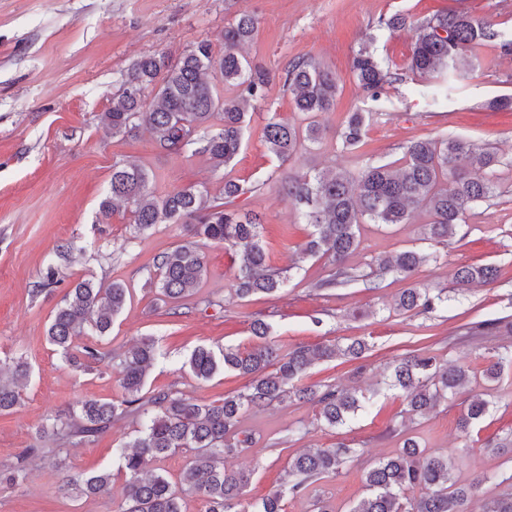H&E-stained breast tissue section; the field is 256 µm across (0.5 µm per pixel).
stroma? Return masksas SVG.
Masks as SVG:
<instances>
[{
	"label": "stroma",
	"mask_w": 512,
	"mask_h": 512,
	"mask_svg": "<svg viewBox=\"0 0 512 512\" xmlns=\"http://www.w3.org/2000/svg\"><path fill=\"white\" fill-rule=\"evenodd\" d=\"M451 11L512 30V0H0V366L20 353L31 366L23 405L0 414V472L21 459L27 465L21 484L0 485V512H119L127 475L117 450L135 437L141 416L114 423L91 443L39 442L36 429L79 401L121 400L119 361L145 336L155 339L160 353L145 394L170 389L210 404L244 390L247 377L225 372L201 381L183 362L200 345L251 347L258 318L270 324L271 339L284 352L352 337L367 341L362 378H354V363L335 360L310 369V383L367 388L393 357L413 351L467 366L471 381L435 412L414 419L400 393L380 390L370 409L339 430L321 424L309 403L287 401L246 413L241 428L252 434L253 444L224 464L253 470L247 500H260L277 487L299 453L338 442L360 449V456L339 474L310 484L308 495L287 497V512H310L316 496L329 499L336 512H349L364 495L366 470L395 454L408 435L430 451H463L457 462L461 482L489 471L512 472L511 457L484 448L512 429V373L496 383L483 378L490 356L512 347V336L470 338L464 331L470 323L512 319V112L486 107L494 97L512 95V56L491 44L478 48L473 69L455 76L444 98L436 94L437 78L408 73L374 101L352 73L365 35H373L380 59L403 67L416 23ZM243 12L257 20L244 52L270 71L271 82L248 116L241 150L229 165L217 169L203 154L161 151L146 130L122 138L102 125L121 74L137 59L163 54L174 60L203 40L222 51L221 33ZM397 12L409 15L411 26H381V19ZM298 58L335 72L339 91L335 110L318 117L321 138L281 163L269 154L263 128L274 114L302 124L304 116L282 81L289 61ZM356 111L368 114L369 126L362 144L347 149L337 132ZM446 136L498 151L503 164L496 195L467 212L446 246L421 240L420 227L429 220L421 211L408 224L361 225L360 245L348 261L356 281L327 286L330 262L299 257L311 228L282 193V180L325 167L356 173L368 165H396L409 141ZM117 162L147 168L162 194L198 185L216 195L225 181L242 184L247 192L234 206L259 215L267 262L287 277L286 288L274 297L238 299V260L233 250L211 243L203 250L200 285L178 307L166 305L150 286L149 273L155 258L183 241L185 231L179 224H158L135 232L124 209L98 222V204ZM67 240L77 246L74 259L57 263L56 247ZM411 247L440 256L412 278L446 289L447 303L430 313L393 310L395 297L412 280L379 267L380 260ZM52 262L58 282L38 291ZM464 264L494 265L498 279L458 292L453 276ZM86 277L124 283L129 298L110 333L97 342L107 359L83 371L62 359L46 329L71 284ZM472 394L491 401L493 410L467 437L458 420ZM103 469L112 473L108 494L75 497L60 489L67 474Z\"/></svg>",
	"instance_id": "35a3bbf8"
}]
</instances>
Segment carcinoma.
<instances>
[{
    "mask_svg": "<svg viewBox=\"0 0 512 512\" xmlns=\"http://www.w3.org/2000/svg\"><path fill=\"white\" fill-rule=\"evenodd\" d=\"M417 29L410 70L420 75L453 74L457 64L466 62V56L487 43L499 45L506 55L512 54V37H503L494 26L466 13L437 15L419 23ZM256 31L255 18L243 13L224 27V50L220 54L214 52L211 42L201 41L174 61L159 54L142 56L121 75L122 91L102 114L103 124L112 130V135L124 137L134 136L144 127L164 151L192 148L207 155L216 168L227 165L242 146L248 106L265 99L269 83L263 67L242 53ZM352 72L374 101L385 87L402 80L397 69L383 66L366 47L353 57ZM283 79L296 110L310 118L303 128L275 114L265 124L263 135L268 152L285 162L296 154L303 141L321 138L322 130L314 117L335 108L338 83L331 70L304 59L290 62ZM218 81L235 88L236 96L224 98L217 90ZM338 136L343 146L358 147L366 136L364 113H350ZM500 164L489 148L460 138H421L405 146L404 160L396 168L389 164L370 165L356 175L329 168L290 176L284 190L300 206L303 221L311 227L303 255L329 259L335 272L325 285L340 287L355 281L347 259L359 246L360 225L407 224L414 211L423 210L431 220L421 227L422 240L445 244L458 235L472 207L495 195V172ZM244 193L238 183L226 181L218 195L193 186L159 195L145 167L116 163L98 215L108 219L124 203L130 205L133 227L139 233L156 224L187 225L189 238L155 261L156 285L166 304L179 303L199 285L204 272L203 247L210 242L236 251L238 298L275 296L286 286V277L268 267L260 218L233 207ZM437 260L434 253L408 249L381 260L380 265L408 279L421 265ZM497 277L498 269L491 264L464 265L454 273L459 289L492 284ZM128 296V288L118 282L105 284L91 278L78 281L56 308L47 340L71 366L88 368L106 354L86 345L82 357L73 356L70 350L75 339L108 335ZM447 300L444 290L413 282L395 299V307L403 312H429ZM501 330L512 335V322L505 317L482 321L474 326L473 335ZM270 331V325L258 319L252 327L257 342L248 351L232 345L217 352L206 346L191 351L185 364L199 380H209L220 370L250 377L246 391L226 395L220 403L199 404L169 389L144 397L146 371L157 356L154 339L146 338L122 359L121 401H80L43 426L39 434L63 443L75 438L83 441L104 433L119 419L143 414L145 420L137 435L119 450L129 475L121 512H184L188 494L202 498L205 512H284L287 495L298 496L309 481L338 472L357 450L338 442L300 454L288 467L291 484L248 503L245 492L253 471L224 468V457L239 453L252 443V436L241 430L243 414L288 398L312 403L324 425L345 427L369 403L362 390L304 384L302 379L318 361L362 358L368 344L355 339L344 346H300L283 354L269 340ZM509 369L512 351L496 354L491 356L484 377L495 382ZM388 371L385 384L390 390L402 392L411 417L428 415L440 401L467 386L470 379L469 370L463 365L442 363L433 356L413 352L394 358ZM29 376L30 366L21 356L14 359L8 371L0 368L1 414L20 404V388ZM490 409L488 400L472 396L460 416V429L470 434ZM183 448L190 449L191 455L179 481L173 482L154 471L157 461ZM485 448L493 455L512 454V431L487 443ZM34 452L33 448L27 449L3 480L13 485L25 479L26 456ZM455 470L454 455L426 452L407 438L398 454L378 461L365 473L366 496L349 512H473L479 487L486 482H507L509 492L484 501L482 512H512V475L486 473L480 480L464 484ZM111 482L112 473L101 470L85 476L68 475L64 486L78 496L96 495L107 491Z\"/></svg>",
    "mask_w": 512,
    "mask_h": 512,
    "instance_id": "obj_1",
    "label": "carcinoma"
}]
</instances>
